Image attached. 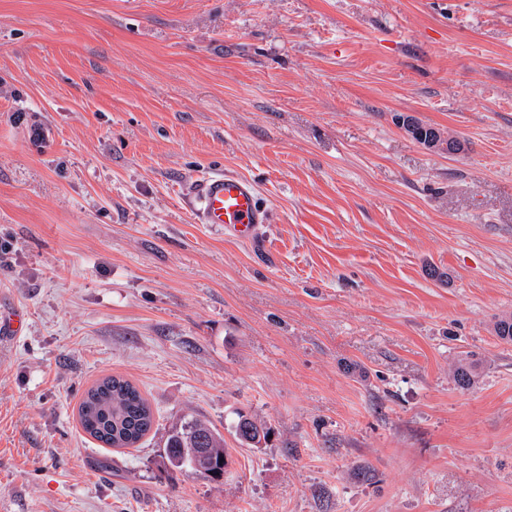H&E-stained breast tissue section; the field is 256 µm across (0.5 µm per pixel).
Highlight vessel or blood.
Instances as JSON below:
<instances>
[{
    "mask_svg": "<svg viewBox=\"0 0 512 512\" xmlns=\"http://www.w3.org/2000/svg\"><path fill=\"white\" fill-rule=\"evenodd\" d=\"M196 213L199 223L225 228L242 241L255 238L269 223V211L260 205L255 184L248 178L217 174L200 182Z\"/></svg>",
    "mask_w": 512,
    "mask_h": 512,
    "instance_id": "b4317fda",
    "label": "vessel or blood"
}]
</instances>
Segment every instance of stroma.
<instances>
[{
    "mask_svg": "<svg viewBox=\"0 0 512 512\" xmlns=\"http://www.w3.org/2000/svg\"><path fill=\"white\" fill-rule=\"evenodd\" d=\"M0 251V512H512V0H0ZM111 375L139 447L79 423ZM238 409L221 481L162 466ZM196 202L199 223L224 226L241 241L253 240L259 226L270 223V213L260 205L255 184L243 176L205 178L199 184ZM79 419L86 433L111 448L138 447L154 425L151 407L139 389L114 375L85 393Z\"/></svg>",
    "mask_w": 512,
    "mask_h": 512,
    "instance_id": "35a3bbf8",
    "label": "stroma"
}]
</instances>
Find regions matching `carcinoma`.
<instances>
[{
	"instance_id": "obj_1",
	"label": "carcinoma",
	"mask_w": 512,
	"mask_h": 512,
	"mask_svg": "<svg viewBox=\"0 0 512 512\" xmlns=\"http://www.w3.org/2000/svg\"><path fill=\"white\" fill-rule=\"evenodd\" d=\"M478 376V365L473 361L464 358L455 366L454 378L462 389L473 387ZM79 419L86 433L111 448L137 446L154 425L151 407L139 389L129 380L114 375L103 378L85 393ZM243 420L252 426L259 425L264 436H269L270 428L265 423L238 412L232 429L240 446H249L240 432ZM165 459L173 467H186L200 477L218 481L224 478L228 467L224 435L203 418L180 419L168 429Z\"/></svg>"
}]
</instances>
